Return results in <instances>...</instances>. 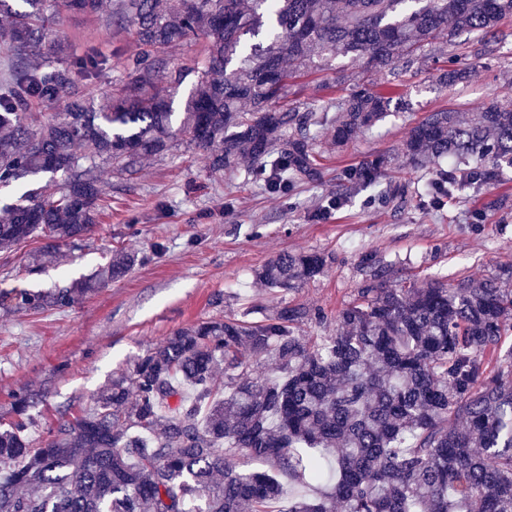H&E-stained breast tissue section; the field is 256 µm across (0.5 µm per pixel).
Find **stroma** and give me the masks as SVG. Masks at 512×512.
I'll use <instances>...</instances> for the list:
<instances>
[{
  "label": "stroma",
  "instance_id": "stroma-1",
  "mask_svg": "<svg viewBox=\"0 0 512 512\" xmlns=\"http://www.w3.org/2000/svg\"><path fill=\"white\" fill-rule=\"evenodd\" d=\"M113 3L102 0L103 13L96 17L66 16L60 31L73 53L93 44L116 63L137 53L132 27L106 23ZM465 41L481 46L482 53L471 60L470 81L454 88L439 85L429 67L396 76L351 68L341 56L296 79L289 98L300 104L334 103L362 83L373 89L395 85L408 107L343 149L326 145L320 180L292 194H270L242 172L211 176L201 149H177L145 162L130 177L102 169L101 180L111 190L91 238L59 244L55 258L37 273L28 272L24 247L0 264V427L16 421L17 397H28L27 435L40 444L62 417L88 408L113 373L188 324L211 318L253 322L259 305H304L332 317L363 286L361 260L368 253L423 282L492 278L511 266L512 170L483 187L482 197L498 203L495 218L485 224L474 222L466 192L436 209L418 200L373 206L366 190L329 206L338 170L370 155L391 161L382 184L418 186L423 174L404 157L410 125L445 107L475 115L512 89V15L486 42L473 35ZM205 48L200 34L170 48L171 68L184 72L180 95L195 84L194 66ZM325 207L328 218L314 220V212ZM128 249L137 253L135 265L93 295L39 312L17 303L24 292L71 287ZM284 252H319L329 262L321 276L297 289L264 288L253 270Z\"/></svg>",
  "mask_w": 512,
  "mask_h": 512
}]
</instances>
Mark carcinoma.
<instances>
[{
	"label": "carcinoma",
	"mask_w": 512,
	"mask_h": 512,
	"mask_svg": "<svg viewBox=\"0 0 512 512\" xmlns=\"http://www.w3.org/2000/svg\"><path fill=\"white\" fill-rule=\"evenodd\" d=\"M0 29V253L34 237L79 241L98 224L107 165L132 175L147 158L180 144L210 151L212 173L244 171L266 190L291 193L320 178L329 136L341 148L404 108L392 87H360L330 107L286 105L290 67L341 54L365 69L425 63V42L459 48L462 32L493 35L512 0H116L110 25L133 27L139 51L122 62L106 102L87 82L112 70L91 47L67 53L55 26L66 14L99 15L101 0H22ZM207 55L179 126L173 99L183 81L168 49L189 35ZM45 61L33 63L32 53ZM472 68L451 55L436 69L449 88ZM67 93L63 112L37 129L23 122L35 102ZM409 160L430 180L435 205L479 190L512 168V96L465 121L453 110L411 126ZM387 160L336 174L331 205L375 187ZM60 176V191L25 183ZM137 256L111 258L95 276L47 294L23 293L33 311L70 305L123 277ZM368 279L336 312V332L302 336L320 309H259L261 319H211L175 329L159 347L112 376L93 406L63 418L35 448L25 435L29 401L0 430V512H512V268L495 279L453 285L399 278L366 255ZM317 253H283L254 270L270 289H292L323 273ZM273 366L272 379L255 360ZM224 371V383L215 376ZM245 457L261 466L239 469ZM311 484L296 496L281 482Z\"/></svg>",
	"instance_id": "carcinoma-1"
}]
</instances>
